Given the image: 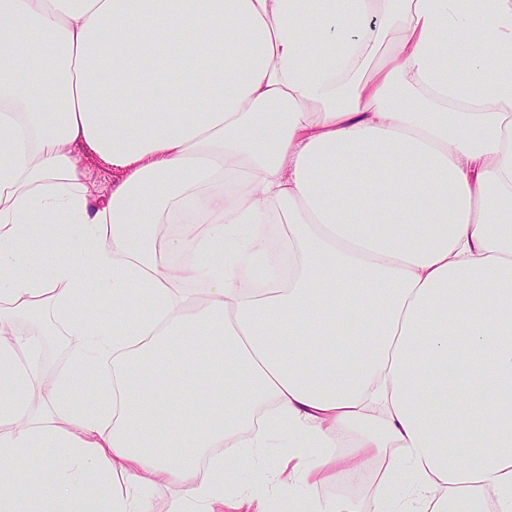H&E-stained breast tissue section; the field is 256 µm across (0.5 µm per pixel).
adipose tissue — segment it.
Wrapping results in <instances>:
<instances>
[{"label": "adipose tissue", "mask_w": 512, "mask_h": 512, "mask_svg": "<svg viewBox=\"0 0 512 512\" xmlns=\"http://www.w3.org/2000/svg\"><path fill=\"white\" fill-rule=\"evenodd\" d=\"M377 459L372 512H512V0H0V512H361L314 488ZM84 162L94 183L92 190L99 197L108 194L112 183L122 177L121 173L112 171V167L103 163L97 155L90 151H84ZM53 334L49 339L48 336L46 337L44 360L48 361L53 371H62L71 366L70 337L64 333L57 322H53Z\"/></svg>", "instance_id": "obj_1"}]
</instances>
